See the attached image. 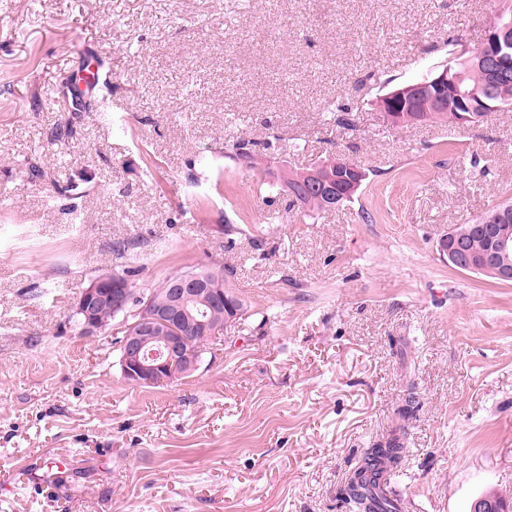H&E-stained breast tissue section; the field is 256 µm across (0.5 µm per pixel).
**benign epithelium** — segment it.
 Segmentation results:
<instances>
[{"label": "benign epithelium", "mask_w": 512, "mask_h": 512, "mask_svg": "<svg viewBox=\"0 0 512 512\" xmlns=\"http://www.w3.org/2000/svg\"><path fill=\"white\" fill-rule=\"evenodd\" d=\"M464 52L479 57L489 70L490 86L486 98L496 102L487 110H498L497 102L507 96L512 82V28L500 22L493 23L477 47L465 46ZM460 76L445 68L431 79L407 85L385 96L387 106L393 112H403L414 107L420 96L428 98L435 107L445 101L448 86L458 87ZM340 165L348 169L349 178L333 192L329 193L333 202L356 193L362 184L363 171L357 165L342 161ZM482 229L489 237L487 252L467 257V270L489 274L499 280L512 281V235L507 229L470 225ZM468 231L450 232L448 247L444 252L451 262H456L461 252L463 237ZM170 303L164 309L143 312V317L130 326L122 336L120 345V367L124 380L134 386H151L160 382H172L185 377L199 368L202 350H192L193 339L205 341L215 335L220 327L211 320L195 318L190 306L203 302L207 305L225 303L224 287L203 280L198 275H190L174 280L169 288ZM130 296V283L115 274L113 277L94 278L83 289L74 307L79 316L81 333L90 334L105 327L98 319L100 303L108 301L112 311L119 314L126 309ZM164 325L172 328V335L156 343L155 330ZM472 512H512L507 502L498 498L482 497L475 501Z\"/></svg>", "instance_id": "7a95c632"}]
</instances>
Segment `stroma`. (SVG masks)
<instances>
[{
	"label": "stroma",
	"mask_w": 512,
	"mask_h": 512,
	"mask_svg": "<svg viewBox=\"0 0 512 512\" xmlns=\"http://www.w3.org/2000/svg\"><path fill=\"white\" fill-rule=\"evenodd\" d=\"M499 7L0 0V512H351L349 471L399 426L408 512L512 498V283L439 249L512 200V112L396 129L375 105L445 64L449 37L479 45ZM85 50L107 111L58 102ZM338 103L349 126L326 119ZM240 137L367 179L307 212L226 157ZM123 241L143 284L233 270L244 314L180 380L129 385L120 322H71Z\"/></svg>",
	"instance_id": "stroma-1"
}]
</instances>
